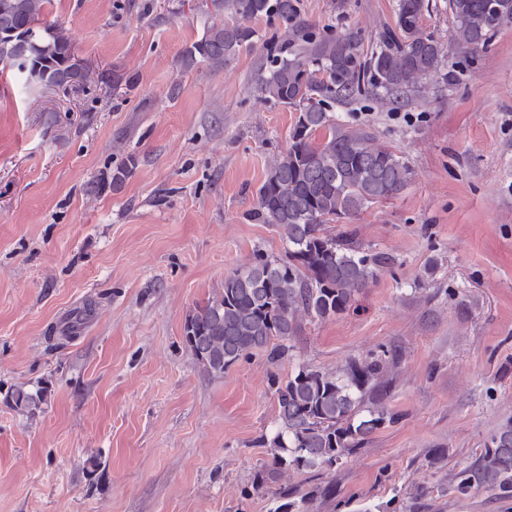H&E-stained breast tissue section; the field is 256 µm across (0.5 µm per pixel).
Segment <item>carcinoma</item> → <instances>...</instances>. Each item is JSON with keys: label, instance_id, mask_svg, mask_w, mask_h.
Masks as SVG:
<instances>
[{"label": "carcinoma", "instance_id": "1", "mask_svg": "<svg viewBox=\"0 0 512 512\" xmlns=\"http://www.w3.org/2000/svg\"><path fill=\"white\" fill-rule=\"evenodd\" d=\"M49 0H0V31L29 45L15 63L33 82L67 89L88 79L72 77L68 33L47 21ZM227 22L212 23L178 59L191 70L201 63L221 67L262 43L253 83L260 98L298 112L288 149L267 166L249 217L271 224L284 255L256 254L253 262L224 277V286L185 318L183 342L193 358L217 378L238 361L262 353L271 363L291 357L292 341L306 325L349 312L390 257L366 252L351 231L334 233L370 206L397 197L412 180L402 156L371 133L339 121L330 108L361 98L380 105L422 96L423 80L441 73L449 46L471 52L512 27V0H449L452 29L442 42L425 24L430 0H396L394 23L364 52L357 27L336 33L319 29L299 0H211ZM266 18L273 31L260 35L245 20ZM394 355L387 351L350 359L335 371L300 365L282 380L271 376L275 429L263 438L270 462L252 483L256 493L278 483L284 470L330 469L361 447L395 415L375 399ZM48 387L17 388L9 404L30 416L47 402ZM497 484L512 488V422L485 442L460 488ZM273 512H298L296 490L279 486Z\"/></svg>", "mask_w": 512, "mask_h": 512}]
</instances>
